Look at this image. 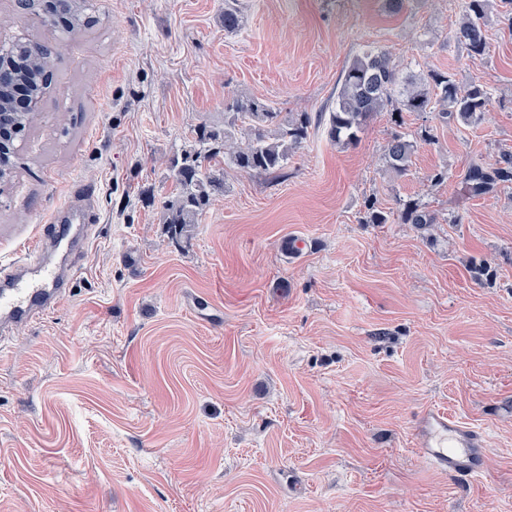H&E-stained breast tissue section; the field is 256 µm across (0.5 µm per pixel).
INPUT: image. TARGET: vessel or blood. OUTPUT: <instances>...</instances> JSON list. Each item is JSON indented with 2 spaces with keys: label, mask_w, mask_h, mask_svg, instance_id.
<instances>
[{
  "label": "vessel or blood",
  "mask_w": 512,
  "mask_h": 512,
  "mask_svg": "<svg viewBox=\"0 0 512 512\" xmlns=\"http://www.w3.org/2000/svg\"><path fill=\"white\" fill-rule=\"evenodd\" d=\"M68 209L77 215L78 225L59 234L38 235L26 261L0 263V346L16 327L38 321L68 294L73 270L48 262L46 254L84 253L95 224L88 192L74 193ZM414 444L429 462L452 476L476 477L485 470L486 435L443 411L429 409L418 415Z\"/></svg>",
  "instance_id": "obj_1"
}]
</instances>
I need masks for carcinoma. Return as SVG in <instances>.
Instances as JSON below:
<instances>
[{
	"mask_svg": "<svg viewBox=\"0 0 512 512\" xmlns=\"http://www.w3.org/2000/svg\"><path fill=\"white\" fill-rule=\"evenodd\" d=\"M487 0H463L462 18L454 36L473 54H486L488 42L484 18ZM224 30L239 26V11L234 0H224ZM490 99L489 90L472 83L463 88L449 74L433 71L419 81L407 76L403 68L383 50L369 49L356 56L346 67L336 99L329 114L328 135L334 142L359 140L367 122L380 112H435L446 122L457 120L470 124L478 120ZM308 114H283L273 106L248 97L224 102V126H198L195 137L172 163L177 194L163 205L162 223L173 237L181 236L197 224L210 198L227 190L224 170L208 167L218 161L240 173L280 177L288 165L291 151L308 136ZM413 142L406 134L395 132L388 140L384 160L395 173L407 171ZM512 181V158L488 171L475 164L466 175V188L474 195L483 194L497 182ZM403 224L426 227L435 216L418 203H408L401 210Z\"/></svg>",
	"mask_w": 512,
	"mask_h": 512,
	"instance_id": "1",
	"label": "carcinoma"
}]
</instances>
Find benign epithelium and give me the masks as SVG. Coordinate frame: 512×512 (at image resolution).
<instances>
[{
	"label": "benign epithelium",
	"mask_w": 512,
	"mask_h": 512,
	"mask_svg": "<svg viewBox=\"0 0 512 512\" xmlns=\"http://www.w3.org/2000/svg\"><path fill=\"white\" fill-rule=\"evenodd\" d=\"M18 7L31 13H42L55 25L69 21L82 22L79 0H18ZM50 51L35 43H27L0 66V136L15 133L23 115H37L39 100L47 86ZM23 86L29 93L28 107L18 109L15 88Z\"/></svg>",
	"instance_id": "1"
}]
</instances>
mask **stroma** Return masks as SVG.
<instances>
[{
  "label": "stroma",
  "instance_id": "obj_1",
  "mask_svg": "<svg viewBox=\"0 0 512 512\" xmlns=\"http://www.w3.org/2000/svg\"><path fill=\"white\" fill-rule=\"evenodd\" d=\"M98 2L64 41L0 0V43L53 50L0 187V260L76 190L98 217L70 293L0 348V512H512V181L461 194L473 163L512 154L500 0L482 56L453 36L461 0L397 15L385 0H238L229 33L224 0ZM368 49L491 101L472 125L383 112L334 143L342 74ZM236 95L310 113L309 136L282 177L227 170L229 192L172 237V162ZM398 131L415 143L402 176L383 159ZM410 202L435 224L399 223ZM372 206L388 223H368ZM287 239L302 249L286 255ZM430 408L485 433L482 475L418 452Z\"/></svg>",
  "mask_w": 512,
  "mask_h": 512
}]
</instances>
